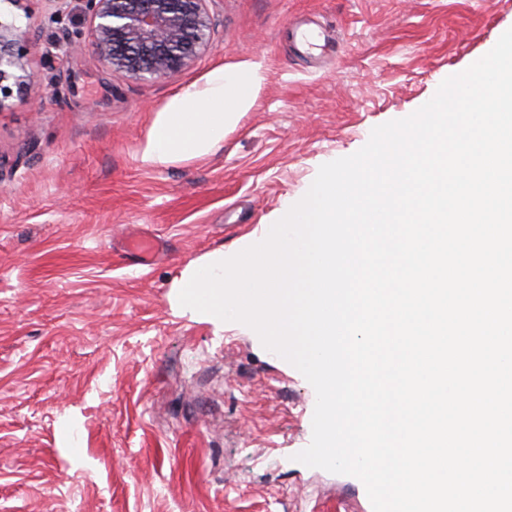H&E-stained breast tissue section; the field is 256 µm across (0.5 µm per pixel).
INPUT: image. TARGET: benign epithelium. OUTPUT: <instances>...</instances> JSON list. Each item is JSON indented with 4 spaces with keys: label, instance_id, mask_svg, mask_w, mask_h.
Returning a JSON list of instances; mask_svg holds the SVG:
<instances>
[{
    "label": "benign epithelium",
    "instance_id": "obj_1",
    "mask_svg": "<svg viewBox=\"0 0 512 512\" xmlns=\"http://www.w3.org/2000/svg\"><path fill=\"white\" fill-rule=\"evenodd\" d=\"M208 0H82L87 38L111 73L134 81H173L214 41ZM32 37L0 20V110L13 90L40 87Z\"/></svg>",
    "mask_w": 512,
    "mask_h": 512
}]
</instances>
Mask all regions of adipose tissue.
I'll list each match as a JSON object with an SVG mask.
<instances>
[{"mask_svg":"<svg viewBox=\"0 0 512 512\" xmlns=\"http://www.w3.org/2000/svg\"><path fill=\"white\" fill-rule=\"evenodd\" d=\"M263 75L259 65L213 70L206 82L190 86L158 113L141 160L171 164L199 158L222 148L225 136L254 105Z\"/></svg>","mask_w":512,"mask_h":512,"instance_id":"adipose-tissue-1","label":"adipose tissue"}]
</instances>
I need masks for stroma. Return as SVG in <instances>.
Here are the masks:
<instances>
[{"mask_svg": "<svg viewBox=\"0 0 512 512\" xmlns=\"http://www.w3.org/2000/svg\"><path fill=\"white\" fill-rule=\"evenodd\" d=\"M214 47L176 81L90 50L80 0H0L41 86L0 110V512H373L356 477L295 461L316 394L250 327L179 302L211 255L258 243L319 167L408 117L512 28V0H210ZM322 44L299 53L288 28ZM261 64L216 152L141 160L157 113L220 67ZM160 243L136 265L129 234Z\"/></svg>", "mask_w": 512, "mask_h": 512, "instance_id": "stroma-1", "label": "stroma"}]
</instances>
